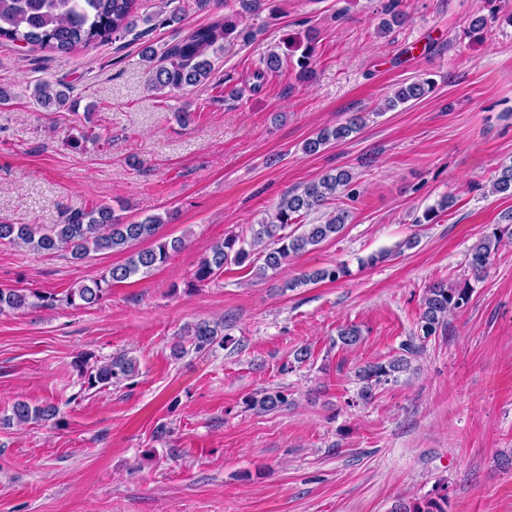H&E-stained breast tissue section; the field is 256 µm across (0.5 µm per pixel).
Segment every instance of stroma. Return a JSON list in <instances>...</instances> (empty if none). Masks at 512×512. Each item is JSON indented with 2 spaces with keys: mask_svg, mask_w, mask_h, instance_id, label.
<instances>
[{
  "mask_svg": "<svg viewBox=\"0 0 512 512\" xmlns=\"http://www.w3.org/2000/svg\"><path fill=\"white\" fill-rule=\"evenodd\" d=\"M390 3L268 0L244 36L211 53L204 85L174 92L149 89L143 46L163 51L240 11L238 0L67 54L0 40V224L48 226L107 203L127 222L164 217L160 236L183 242L91 307L63 297L126 253L75 260L0 243V288L58 298L0 313V512H390L442 484L447 512H512V240L480 278L466 264L512 210L491 187L512 161V22L499 17L476 39L466 30L485 0H402L404 22L382 34ZM308 44L304 81L296 60ZM272 52L280 71L256 79ZM422 77L430 93L384 110ZM45 81L67 85L73 107L39 105ZM355 114L357 133L303 152ZM91 132L97 143L71 146ZM337 168L354 175L337 200L350 213L340 235L265 280L228 264L192 286L215 243ZM446 195L453 206L420 223ZM336 264L346 277L285 287ZM437 282L469 283V304L398 381L355 403L356 370L399 353ZM201 321L223 322L225 344L174 357L180 332ZM346 325L362 331L351 349L335 344ZM121 352L137 373L87 388L77 358ZM266 391L291 407L251 408ZM20 400L55 403L59 424L4 425Z\"/></svg>",
  "mask_w": 512,
  "mask_h": 512,
  "instance_id": "obj_1",
  "label": "stroma"
}]
</instances>
